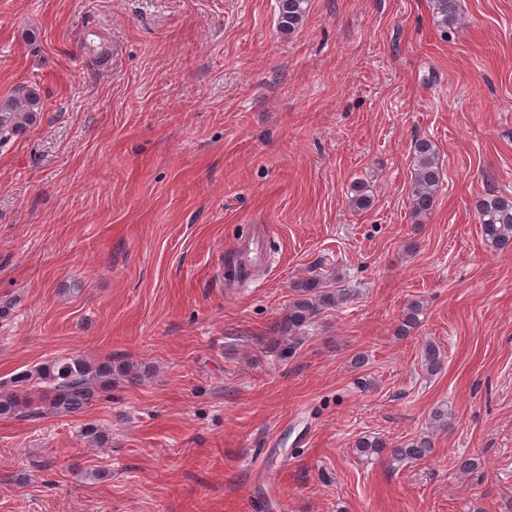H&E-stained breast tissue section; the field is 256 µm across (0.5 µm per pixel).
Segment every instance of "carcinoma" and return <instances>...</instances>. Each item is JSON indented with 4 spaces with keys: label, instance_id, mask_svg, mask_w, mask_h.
Masks as SVG:
<instances>
[{
    "label": "carcinoma",
    "instance_id": "cac0c4a2",
    "mask_svg": "<svg viewBox=\"0 0 512 512\" xmlns=\"http://www.w3.org/2000/svg\"><path fill=\"white\" fill-rule=\"evenodd\" d=\"M309 0H278V26L282 33H293L302 22ZM437 26L448 31L461 19L458 0H431ZM43 104L34 89L18 88L11 96L0 100V148L22 137L40 119ZM413 175L410 189L413 213L429 214L434 207L441 169L439 152L428 139L415 141L413 146ZM350 205L364 210L372 204L368 187L355 182L351 187ZM473 210L480 224L486 246L496 252L512 249V198L493 192L473 200ZM297 298L288 307V316L281 332L290 336L305 326L321 310L336 307L349 297L346 288L325 289L320 280L308 278L294 284ZM420 305L413 303L398 329L397 335L407 336L418 325ZM423 366L427 374L442 371L443 358L439 349L428 344L423 352ZM37 380L48 384L51 391L45 396L49 409L56 414L71 415L84 411L100 393L128 379L141 378L138 366L129 362H93L80 357H67L51 361L36 370ZM30 403L29 398L15 392L0 393V415H12ZM433 448L430 438L423 436L401 445H393L380 436H363L355 443L359 455L381 456L385 453L395 461H418L427 457Z\"/></svg>",
    "mask_w": 512,
    "mask_h": 512
}]
</instances>
